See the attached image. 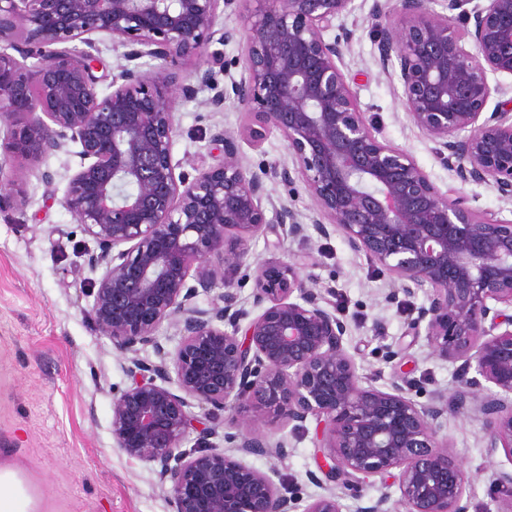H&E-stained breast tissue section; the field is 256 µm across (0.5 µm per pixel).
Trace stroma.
<instances>
[{
  "label": "stroma",
  "mask_w": 512,
  "mask_h": 512,
  "mask_svg": "<svg viewBox=\"0 0 512 512\" xmlns=\"http://www.w3.org/2000/svg\"><path fill=\"white\" fill-rule=\"evenodd\" d=\"M371 25L367 9L361 8L336 19L325 38L353 30L342 71L361 111L375 117L381 140L407 153L441 191L466 196L478 212L511 220L512 203L493 185L461 183L435 161L431 142L407 114L400 82L380 70ZM211 95L201 86L193 98L175 101L173 156L182 170L207 167L222 157V145L212 140L220 131L233 137L244 163L289 161L279 132L253 146L244 135L251 116L232 100L225 101L223 110H213ZM77 150L69 144L39 170L14 163L22 197L0 206V448L15 450L57 512H171L168 492L152 465L128 457L112 439V394L127 387L129 378L125 360L109 339L91 332L82 314L92 302L90 290L99 274L87 264L95 242L61 204L78 167ZM45 170L52 181L42 179ZM306 253L317 259L307 275L318 287L335 288V303L351 324L347 346L363 355L368 370H382L383 381L391 380L400 364L385 363L378 355L390 347L402 350L403 362L426 389H454L456 364L432 355L425 338L407 333L424 294L394 295L392 277L371 268L342 233L323 238L311 231L293 238L268 230L252 241L250 260L267 267ZM239 421L270 440H285L289 448L281 459L245 457L248 467L276 472L305 501L324 494V487L310 478L318 470L314 421L296 429L251 409ZM442 434L469 477L468 512H507L512 501L490 495L489 476L494 467L511 471L512 457L502 451L487 457L482 422L471 415H449Z\"/></svg>",
  "instance_id": "1"
}]
</instances>
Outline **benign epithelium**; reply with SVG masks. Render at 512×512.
<instances>
[{
	"mask_svg": "<svg viewBox=\"0 0 512 512\" xmlns=\"http://www.w3.org/2000/svg\"><path fill=\"white\" fill-rule=\"evenodd\" d=\"M355 9V0H0V41L19 54L0 51V152L39 166L80 146L61 203L96 243L88 264L102 269L84 319L129 361L130 384L112 395V438L156 467L173 512H342L341 494L362 500L374 477L397 486L394 508L384 497L356 512H467L466 474L440 436L452 411L482 419L488 457L512 456V220L450 197L379 140L340 69L354 33L324 39ZM448 9L455 26L432 0H373L378 62L400 81L439 164L512 201V109L485 111L488 74L512 75V0H448ZM224 14L250 24L238 79L224 52L210 50L239 34L219 26ZM105 37L124 51L102 94L93 71ZM208 61L229 84L219 87ZM188 62L214 91L209 105L237 100L252 116L249 140L279 132L292 166H247L218 132L216 165L176 172L175 100L195 86L172 68ZM297 180L317 207L314 230L341 232L398 283L388 299L426 289L408 333L460 363L451 392L421 402L413 378L378 388L379 374L359 373L334 290L304 274L312 254L247 263L269 225L304 236L288 203L266 190ZM248 284L250 311L239 302ZM164 325L179 336L173 351L159 340ZM149 348L153 361L141 357ZM248 407L286 425L315 420L327 494L303 506L287 483L211 442L222 425L243 455L287 456L284 441L241 428L235 414ZM489 489L512 491V471H493Z\"/></svg>",
	"mask_w": 512,
	"mask_h": 512,
	"instance_id": "1",
	"label": "benign epithelium"
}]
</instances>
